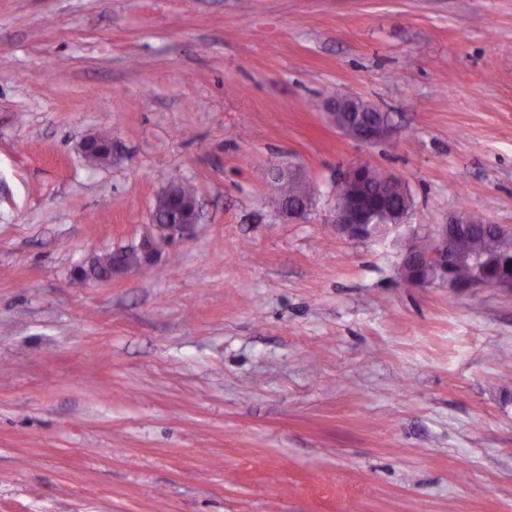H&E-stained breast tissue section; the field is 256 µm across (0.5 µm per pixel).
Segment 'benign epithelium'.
Wrapping results in <instances>:
<instances>
[{
	"label": "benign epithelium",
	"instance_id": "1",
	"mask_svg": "<svg viewBox=\"0 0 512 512\" xmlns=\"http://www.w3.org/2000/svg\"><path fill=\"white\" fill-rule=\"evenodd\" d=\"M347 100L338 99L328 106L326 113L328 123L336 128L344 136L361 143H375L381 141L387 133V123L384 115L379 113L375 107H370L371 117L368 119L362 116L354 117V110L345 107ZM338 182L351 186L350 195L343 198H334L329 208L327 220L336 225V230L351 240H365L371 238L368 226L370 222L367 215L361 209L358 197L363 189L362 173L359 165L354 164L341 170ZM314 193L304 199L303 203L296 207H289L283 211L289 221L300 223L306 221L315 205ZM191 212L190 220L180 231H174L165 224H151L144 233L142 240L137 247L141 255V262L138 264H125L116 261L112 268L104 275L97 278L99 282L112 280V277L124 274L128 271L138 270L150 265L162 248L173 244L189 236L193 226L198 223L199 204L193 202L189 207ZM464 217L460 216L449 224H438L432 234V247L427 253L414 255L407 252L401 267V280L407 287L431 288L446 286L450 289H465L474 294L486 288H498L512 292V276H501L488 279L476 274L465 284H457L448 274V259L453 248L454 241L461 233ZM429 265L439 267V276L435 279L419 275L421 270Z\"/></svg>",
	"mask_w": 512,
	"mask_h": 512
}]
</instances>
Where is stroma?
Here are the masks:
<instances>
[{
  "mask_svg": "<svg viewBox=\"0 0 512 512\" xmlns=\"http://www.w3.org/2000/svg\"><path fill=\"white\" fill-rule=\"evenodd\" d=\"M365 160L413 207L348 240ZM175 179L191 236L77 285ZM463 212L512 228V0H0V512H512V294L400 280ZM349 101L363 103L373 111L367 112L371 114V117L368 119L360 115L354 117V110L344 106ZM328 111L329 112L326 113L328 123L350 139L361 143H375L381 141L386 136L387 123L385 122L383 113L378 112L375 107L364 103V101L359 98L337 99L336 103H332L330 106L328 105ZM336 112H347L349 116L347 118L342 117L341 120H338L336 118ZM337 180V183L350 184V196L337 198L334 195L333 204L328 211V222L336 224V230L351 240H365L374 237L375 235L369 234L368 226L371 223L357 200L363 189L359 164L341 170ZM304 186L305 185L297 182L296 180H288V182L281 184L279 194L274 198L273 204L278 209L282 210L290 205L301 203L305 196ZM315 201L316 197L311 191L301 205L288 207L283 211V214L288 216V219L291 222H305L313 211Z\"/></svg>",
  "mask_w": 512,
  "mask_h": 512,
  "instance_id": "stroma-1",
  "label": "stroma"
}]
</instances>
